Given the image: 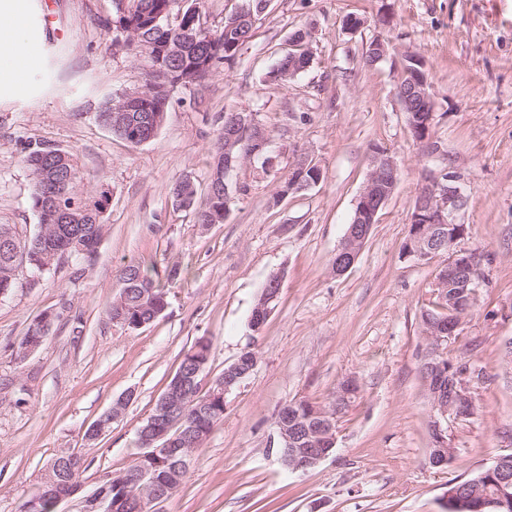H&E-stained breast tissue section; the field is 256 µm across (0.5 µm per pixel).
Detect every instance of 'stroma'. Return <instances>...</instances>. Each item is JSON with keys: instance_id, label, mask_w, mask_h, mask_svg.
<instances>
[{"instance_id": "35a3bbf8", "label": "stroma", "mask_w": 512, "mask_h": 512, "mask_svg": "<svg viewBox=\"0 0 512 512\" xmlns=\"http://www.w3.org/2000/svg\"><path fill=\"white\" fill-rule=\"evenodd\" d=\"M27 4L23 34L40 56L20 84L0 86V224L26 238L39 230L21 153L31 141L73 152L80 189L108 191L110 203L92 261L21 271L0 297V512H18L48 462L71 452L88 464L83 491L57 512H84V494L136 458L137 428L202 337L212 342L208 380L243 351L258 363L227 395L223 419L160 512H444L449 483L512 454V0H270L236 58L177 88L157 135L136 146L97 120L107 97L143 87L150 65L144 51L114 44L104 24L112 0ZM350 15L363 20L353 33ZM299 29L312 32L308 67L271 81ZM378 36L389 52L366 65ZM409 54L424 60L431 83L422 142L395 95ZM228 112L254 114L269 143L234 166L224 221L204 229L169 189L188 179L206 194ZM378 149L396 160L398 183L339 275L333 260ZM305 161L319 181L280 196ZM446 171L465 200L454 214L467 228L456 246L479 265L476 301L445 350L473 413L449 418L455 459L437 469L422 315L435 307L447 258L417 259L404 243L418 193ZM130 261L162 277L180 270L165 312L138 329L107 312ZM276 274L278 302L253 331V308ZM47 312V339L17 360L30 324ZM351 378L360 391L337 417L333 454L288 473L268 448L277 409L291 400L333 408ZM124 394V414L88 439Z\"/></svg>"}]
</instances>
